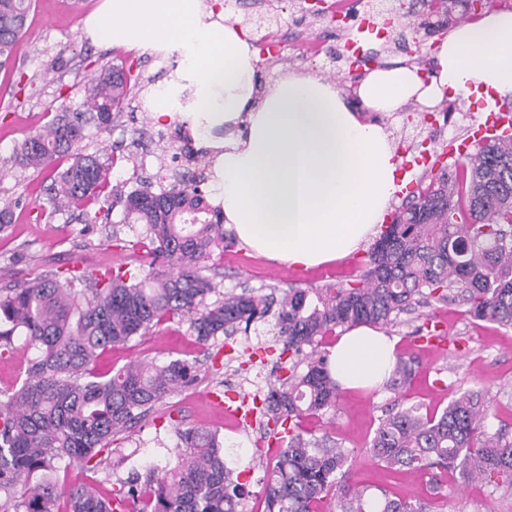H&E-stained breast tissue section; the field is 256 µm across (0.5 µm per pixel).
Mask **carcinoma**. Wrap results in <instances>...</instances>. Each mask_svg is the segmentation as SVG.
Returning <instances> with one entry per match:
<instances>
[{"label": "carcinoma", "mask_w": 512, "mask_h": 512, "mask_svg": "<svg viewBox=\"0 0 512 512\" xmlns=\"http://www.w3.org/2000/svg\"><path fill=\"white\" fill-rule=\"evenodd\" d=\"M31 0H0V68L25 34ZM132 75L108 64L77 93L84 109L51 106V119L15 155L39 172L57 158L71 163L46 188L53 211L99 205L109 216L122 204V224L143 225L145 262L38 274L0 288V348L22 335L38 356L22 384L0 400V512H240L242 484L232 479L218 433L176 429L180 451L171 468L135 472L112 494L92 482L65 484L55 463L96 472L112 436L130 429L176 389L196 380L187 360L129 364L100 375L97 352L124 345L174 317L190 321L199 343L233 336L273 316L282 338L285 374L264 398L266 414L282 429L274 467L266 475V512H427V505L376 495L347 485L349 452L329 438L311 441L300 427L307 416L336 411L338 387L329 353L320 350L338 328L388 325L398 314L435 300L465 307L476 320L512 327V140L477 143L465 163L447 169L441 157L417 190L384 226L356 279L274 294L225 293L203 274L213 252L233 243L224 216L200 189L204 173L174 171L157 192L152 184L124 192L110 181L114 161L84 154L93 124L110 128L130 94ZM21 199L0 204V232ZM415 359L401 357L389 386L401 388ZM481 398L463 393L441 414L410 405L381 419L368 452L380 465L460 471L512 493V439L492 430Z\"/></svg>", "instance_id": "1"}]
</instances>
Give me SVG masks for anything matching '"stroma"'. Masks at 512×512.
<instances>
[{
    "instance_id": "1",
    "label": "stroma",
    "mask_w": 512,
    "mask_h": 512,
    "mask_svg": "<svg viewBox=\"0 0 512 512\" xmlns=\"http://www.w3.org/2000/svg\"><path fill=\"white\" fill-rule=\"evenodd\" d=\"M100 0H33L28 30L19 40L10 63L0 69V199L21 198L15 221L0 233V274L21 283L39 274L66 269H104L137 262L142 252L136 241L141 227L122 223L121 209L110 220H86L70 211L57 212L51 221L37 220L39 204L45 203L44 175L17 168L12 156L23 140L48 120L50 103L66 101L79 108L77 88L99 65L131 66L139 77L129 104L109 131L88 127L84 153L123 154L122 164L111 171L119 183L132 173L157 181L172 153L177 152L191 129L181 119L154 123L148 109L153 88L163 84L178 64L177 55H149L122 46L92 44L83 33L84 18ZM282 22L273 32L279 50L261 55L259 88L288 72L310 73L349 89L352 80L345 62V42L360 35L364 53L380 55L389 62H405L395 34L358 33L357 21L339 26L317 19L311 25L296 21L293 0H279ZM484 109L477 96L454 102L451 115L436 112L428 123L412 122L403 114L379 116L397 151H441L448 140H466ZM365 259L364 251L322 266L304 269L259 255L242 244L214 253L206 273L219 291L282 292L291 287L319 288L355 278ZM398 339L402 355H414V378L393 391L342 390L335 414L303 420L305 437L329 436L338 446L350 449L349 483L368 486L410 500L425 499L430 512H512V495L469 481L460 474L439 479L437 493H430L429 475L379 467L368 453L376 429L389 411L412 404L442 412L462 393L479 391L492 428L512 438V328L478 321L460 308L431 302L400 313L385 328ZM281 348L278 329L268 321L249 333L204 346L197 342L187 318L177 317L136 337L128 345L109 348L96 357L94 368L109 373L131 362L183 358L194 363L195 382L173 392L154 412L130 431L113 437L96 477L102 492H110L118 480L146 466H170L175 462L179 439L176 428L218 430L224 439V458L248 491L244 512H264L265 474L274 464L267 446V419L255 414L237 421L205 402L206 393H231L252 399L266 391L280 375L276 361ZM36 355L24 337L14 339L12 351L0 355V391L20 386L28 363Z\"/></svg>"
}]
</instances>
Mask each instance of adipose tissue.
Returning a JSON list of instances; mask_svg holds the SVG:
<instances>
[{"label": "adipose tissue", "instance_id": "ef3b65f1", "mask_svg": "<svg viewBox=\"0 0 512 512\" xmlns=\"http://www.w3.org/2000/svg\"><path fill=\"white\" fill-rule=\"evenodd\" d=\"M88 39L178 54L150 98L156 122L186 119L214 152L215 202L247 248L315 267L357 251L398 189L385 128L366 120L408 104L427 110L476 90L512 97V11L460 23L429 46L431 73L403 65L371 70L352 107L334 83L290 73L256 90L258 50L239 20L205 0H101L83 21ZM220 129L224 138L210 140ZM397 340L359 325L339 337L330 372L340 388H376L396 366Z\"/></svg>", "mask_w": 512, "mask_h": 512}]
</instances>
